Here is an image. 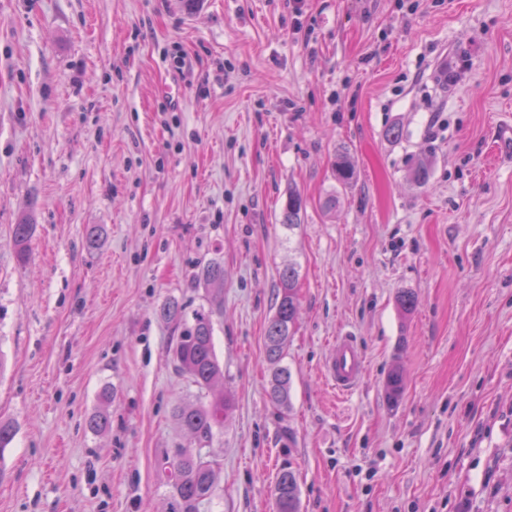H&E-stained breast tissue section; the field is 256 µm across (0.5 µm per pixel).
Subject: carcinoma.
Wrapping results in <instances>:
<instances>
[{
    "instance_id": "obj_1",
    "label": "carcinoma",
    "mask_w": 512,
    "mask_h": 512,
    "mask_svg": "<svg viewBox=\"0 0 512 512\" xmlns=\"http://www.w3.org/2000/svg\"><path fill=\"white\" fill-rule=\"evenodd\" d=\"M354 175L349 155L340 156L336 163L337 179L346 184ZM304 209L301 194L288 193L280 223L293 231L302 223ZM34 231L35 225L26 219L13 227L16 256L21 263L28 259ZM194 279L203 288L204 304L189 311L183 303L167 299L158 309V316L174 330L171 354L175 368L198 389L195 400L182 403L173 411L175 424L197 447L175 457L169 450L164 453L162 469L169 492L163 512H204L211 503L221 471L211 444L215 435L224 430L234 409V398L224 387V365L217 356L213 339L215 317L222 313L224 262L218 259L208 262L195 272ZM298 281V264L290 263L280 271L274 313L265 332V359L269 366L266 396L281 416L291 405V374L282 366V360L297 321ZM386 390L392 400L403 391L400 367L389 373ZM299 508L296 473L292 467H284L275 483V512H299Z\"/></svg>"
}]
</instances>
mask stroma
Returning <instances> with one entry per match:
<instances>
[{"label": "stroma", "instance_id": "1", "mask_svg": "<svg viewBox=\"0 0 512 512\" xmlns=\"http://www.w3.org/2000/svg\"><path fill=\"white\" fill-rule=\"evenodd\" d=\"M507 123L512 0H0V512H161L172 409L198 390L156 311L201 304L213 259L235 408L207 512H274L287 464L300 512H512ZM290 261L282 417L264 336ZM341 333L367 368L345 397L324 377ZM305 209V202L300 193L289 192L288 199L281 213V224L292 232L298 224H302V214ZM35 231V224H31L27 219H22L13 227V240L16 256L19 262L24 263L28 259L30 241Z\"/></svg>", "mask_w": 512, "mask_h": 512}]
</instances>
